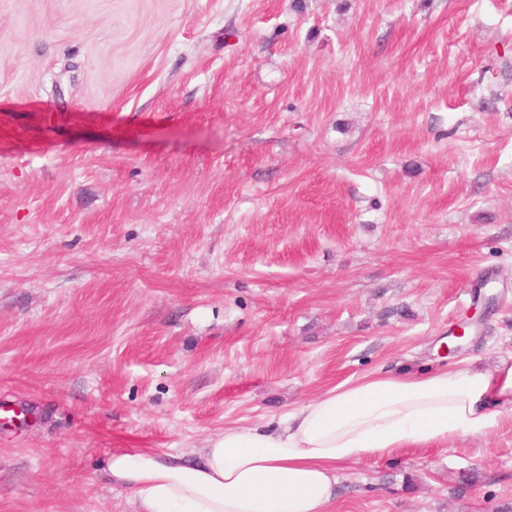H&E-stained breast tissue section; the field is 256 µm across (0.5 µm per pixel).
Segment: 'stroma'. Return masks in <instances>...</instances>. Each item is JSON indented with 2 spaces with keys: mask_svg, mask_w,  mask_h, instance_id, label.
Here are the masks:
<instances>
[{
  "mask_svg": "<svg viewBox=\"0 0 512 512\" xmlns=\"http://www.w3.org/2000/svg\"><path fill=\"white\" fill-rule=\"evenodd\" d=\"M511 354L512 0H0V512H134L112 454ZM338 479L512 512V410Z\"/></svg>",
  "mask_w": 512,
  "mask_h": 512,
  "instance_id": "obj_1",
  "label": "stroma"
}]
</instances>
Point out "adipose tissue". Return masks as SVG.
Returning a JSON list of instances; mask_svg holds the SVG:
<instances>
[{"mask_svg": "<svg viewBox=\"0 0 512 512\" xmlns=\"http://www.w3.org/2000/svg\"><path fill=\"white\" fill-rule=\"evenodd\" d=\"M512 409V356L493 370L366 376L269 426L228 428L198 459L139 448L112 455L109 481L139 512H327L345 464L490 433Z\"/></svg>", "mask_w": 512, "mask_h": 512, "instance_id": "1", "label": "adipose tissue"}]
</instances>
